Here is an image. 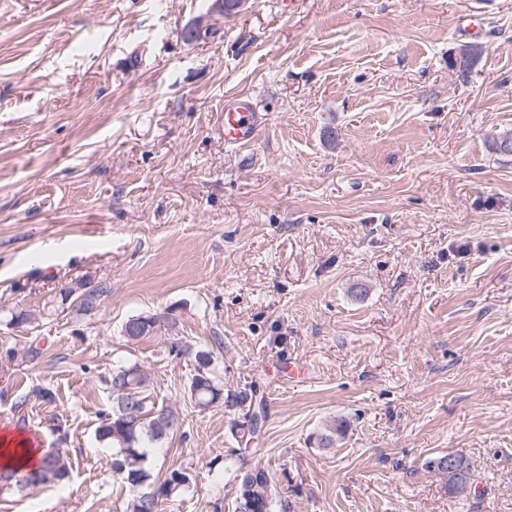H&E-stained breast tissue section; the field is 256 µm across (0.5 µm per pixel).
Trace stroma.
I'll return each mask as SVG.
<instances>
[{"instance_id": "35a3bbf8", "label": "stroma", "mask_w": 512, "mask_h": 512, "mask_svg": "<svg viewBox=\"0 0 512 512\" xmlns=\"http://www.w3.org/2000/svg\"><path fill=\"white\" fill-rule=\"evenodd\" d=\"M212 4L0 0V429L70 469L0 512H126L97 430L127 362L184 420L145 462L189 477L160 512H234L230 467L256 463L274 512H512V157L487 145L512 129V0ZM241 95L263 125L228 146ZM83 280L110 293L80 320L59 291ZM189 344L256 387L251 441L192 403ZM448 453L465 492L428 466ZM161 320L163 322L166 321L165 318L156 315L141 314L132 316L123 324L122 333H124L128 341H137L146 336H150L157 328H161ZM175 324V319L171 317L170 322H165L163 326H167V329L170 330ZM453 456H455L457 460ZM445 459H447L448 465H446L445 468H442L440 466V463ZM458 463L459 467L457 470L459 472L455 474H448V486L449 488L454 490L456 489L460 491H465L468 487V484L470 483L471 477L473 476L471 463L465 456L455 453L442 455L440 457L430 460L428 462V466L430 468H433L435 471L447 474L448 471H455L458 466Z\"/></svg>"}]
</instances>
